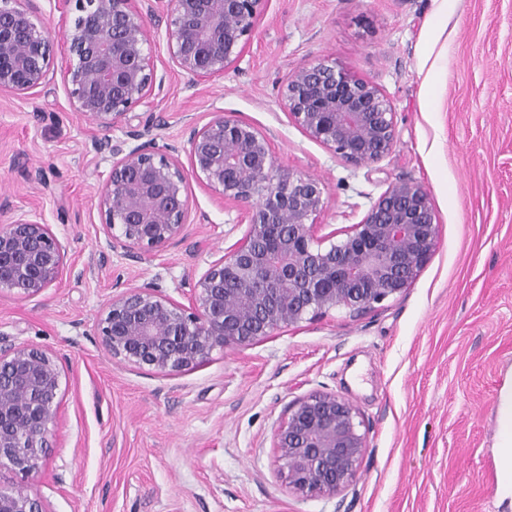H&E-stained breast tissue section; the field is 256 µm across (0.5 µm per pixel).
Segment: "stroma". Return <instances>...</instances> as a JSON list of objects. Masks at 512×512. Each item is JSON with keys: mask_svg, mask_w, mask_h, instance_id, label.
I'll list each match as a JSON object with an SVG mask.
<instances>
[{"mask_svg": "<svg viewBox=\"0 0 512 512\" xmlns=\"http://www.w3.org/2000/svg\"><path fill=\"white\" fill-rule=\"evenodd\" d=\"M39 7L52 74L34 94L0 95V227L40 211L65 267L36 297L0 293V344L46 348L63 372L47 460L25 478L0 471V485L24 483L46 512H512V488L492 484L493 414L512 389V0H267L239 56L195 86L154 22L155 82L108 131L73 112L65 27L54 0ZM324 57L388 97L397 137L381 162L349 165L289 119L280 82ZM216 111L265 134L277 166L323 182L320 240L412 180L438 241L410 288L361 315L336 308L161 374L112 358L97 318L149 282L184 302L249 226L193 179L184 239L155 255L109 248L98 192L112 158L93 142L150 118L157 148L183 144L187 120ZM316 391L354 405L368 448L348 488L309 497L289 488L273 435Z\"/></svg>", "mask_w": 512, "mask_h": 512, "instance_id": "1", "label": "stroma"}]
</instances>
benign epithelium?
Listing matches in <instances>:
<instances>
[{
    "instance_id": "benign-epithelium-1",
    "label": "benign epithelium",
    "mask_w": 512,
    "mask_h": 512,
    "mask_svg": "<svg viewBox=\"0 0 512 512\" xmlns=\"http://www.w3.org/2000/svg\"><path fill=\"white\" fill-rule=\"evenodd\" d=\"M69 64L63 81L73 111L104 129L141 105L153 82L148 20L166 17L168 51L192 83L224 73L252 37L266 0H56ZM52 46L37 0H0V94L26 95L46 82ZM281 101L292 122L348 164L382 161L392 151L391 105L373 83L316 59L288 75ZM153 125L136 141H94L112 155L100 192L107 245L154 255L181 240L190 224L189 178L246 207V236L189 288L188 303L153 283L108 302L95 335L114 358L158 373L205 362L216 349L253 344L307 315L345 308L360 314L411 286L436 248L439 222L424 187L390 183L346 237H315L323 184L276 168L270 141L224 112L190 124L188 165L181 147L161 151ZM65 248L40 213L24 211L0 229V292L23 298L58 281ZM62 366L33 344L0 348V468L29 474L46 458L59 403ZM348 400L315 392L288 407L273 447L288 486L330 495L354 480L366 434ZM0 512H45L25 486H0Z\"/></svg>"
}]
</instances>
